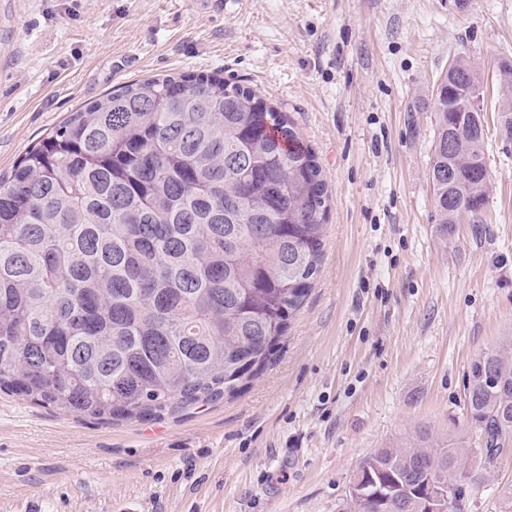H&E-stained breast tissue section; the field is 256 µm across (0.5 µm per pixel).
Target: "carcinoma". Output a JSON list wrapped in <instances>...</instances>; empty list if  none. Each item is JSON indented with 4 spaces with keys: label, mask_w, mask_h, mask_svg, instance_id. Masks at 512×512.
Returning a JSON list of instances; mask_svg holds the SVG:
<instances>
[{
    "label": "carcinoma",
    "mask_w": 512,
    "mask_h": 512,
    "mask_svg": "<svg viewBox=\"0 0 512 512\" xmlns=\"http://www.w3.org/2000/svg\"><path fill=\"white\" fill-rule=\"evenodd\" d=\"M434 99L440 232L487 196L480 87L464 57ZM329 196L311 147L249 87L136 80L71 113L0 174V389L96 419H143L258 375L320 271ZM466 411L512 448V340L481 352ZM426 427L372 451L364 512H432L487 480Z\"/></svg>",
    "instance_id": "1"
}]
</instances>
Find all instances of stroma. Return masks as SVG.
I'll use <instances>...</instances> for the list:
<instances>
[{
	"mask_svg": "<svg viewBox=\"0 0 512 512\" xmlns=\"http://www.w3.org/2000/svg\"><path fill=\"white\" fill-rule=\"evenodd\" d=\"M481 81L488 203L440 234L433 96ZM512 0H0V172L126 83L218 73L288 113L330 193L320 272L239 392L147 419L0 390V512H350L359 462L428 426L479 445L474 357L512 337ZM471 512H512V458Z\"/></svg>",
	"mask_w": 512,
	"mask_h": 512,
	"instance_id": "stroma-1",
	"label": "stroma"
}]
</instances>
